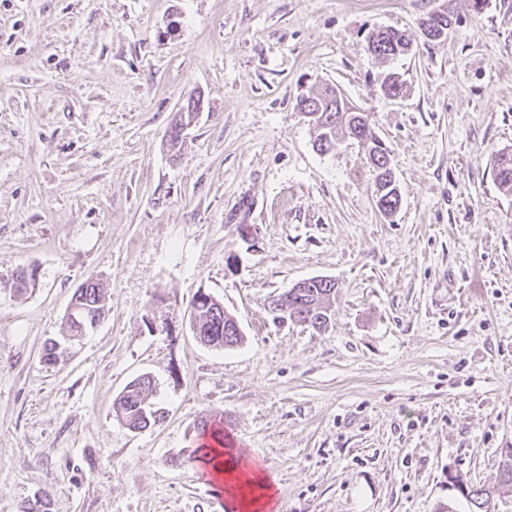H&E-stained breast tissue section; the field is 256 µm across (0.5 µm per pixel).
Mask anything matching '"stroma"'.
Here are the masks:
<instances>
[{"instance_id": "35a3bbf8", "label": "stroma", "mask_w": 512, "mask_h": 512, "mask_svg": "<svg viewBox=\"0 0 512 512\" xmlns=\"http://www.w3.org/2000/svg\"><path fill=\"white\" fill-rule=\"evenodd\" d=\"M381 28L413 53L379 64ZM508 63L512 0H0V512H226L187 460L215 415L272 512H465L455 476L512 512ZM325 83L385 144L393 215L356 141L314 148L296 102ZM313 277L336 285L328 324L274 320ZM89 278L106 317L45 363ZM200 291L239 346L196 339ZM142 375L165 417L134 431L112 405ZM401 39H405L404 44L408 45L411 42V39L405 34V32H401L395 29H386L385 31L378 30L376 32H372L368 36L367 41V51L378 59L381 62H387L389 60H394L397 57L408 55L411 51L400 52L396 54L394 52L393 41H400ZM193 98L188 100L187 103V112H178L175 116V119L173 120V123L170 127V130L168 131V140L167 144L169 149L175 150L173 157H178L177 152L180 150V147L182 145V135L184 131V126H187L191 123V119L193 118L194 114L199 110L198 104L200 102V99H197V101H193ZM187 114V119L186 118ZM179 116V118H177ZM178 149V150H176Z\"/></svg>"}]
</instances>
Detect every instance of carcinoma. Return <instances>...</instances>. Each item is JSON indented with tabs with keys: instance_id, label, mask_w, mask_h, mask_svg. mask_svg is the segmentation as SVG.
I'll list each match as a JSON object with an SVG mask.
<instances>
[{
	"instance_id": "1",
	"label": "carcinoma",
	"mask_w": 512,
	"mask_h": 512,
	"mask_svg": "<svg viewBox=\"0 0 512 512\" xmlns=\"http://www.w3.org/2000/svg\"><path fill=\"white\" fill-rule=\"evenodd\" d=\"M405 40L410 44L408 36L395 29L378 30L368 36L367 51L381 62L394 60L398 54L394 52L393 42ZM329 86L322 85L313 95L300 97L297 107L300 110L308 106L321 105V123L317 125L315 145L317 150L328 153L336 147V134L357 141L366 151L369 163H374L378 153L379 138L370 127L364 112L358 108L347 113L346 120L338 119L336 107L325 103L323 96L328 94ZM198 111V102L187 103V112L177 113V118L168 131L167 144L169 149L176 150L182 145L184 126ZM495 180L499 185L512 191V154L503 153L497 157L493 166ZM335 292V283L319 277L310 279L303 288L291 287L280 294L281 307H286L296 318L314 329H321L330 319L327 304L330 295ZM71 306L73 312L67 314L66 327L69 336L83 335V332L100 322L105 314V295L103 286L93 279L84 281L74 292ZM195 336L204 345L229 348L238 345L242 335L237 333L235 320L224 312V304L213 299L209 302L192 299L190 312ZM152 388V380L148 377L137 378L129 382L113 402L115 416L128 428L140 430L159 423L163 419L162 412L148 402V392ZM209 434L213 441H224V422L211 419L200 421V434ZM495 487H465L461 495L468 505L467 512H483Z\"/></svg>"
}]
</instances>
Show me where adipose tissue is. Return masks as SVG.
<instances>
[{"label":"adipose tissue","mask_w":512,"mask_h":512,"mask_svg":"<svg viewBox=\"0 0 512 512\" xmlns=\"http://www.w3.org/2000/svg\"><path fill=\"white\" fill-rule=\"evenodd\" d=\"M201 461L216 482L236 483L239 494L229 505L231 512H265L271 504L272 487L267 476L254 471L244 458L235 456L231 450L207 445Z\"/></svg>","instance_id":"1"}]
</instances>
